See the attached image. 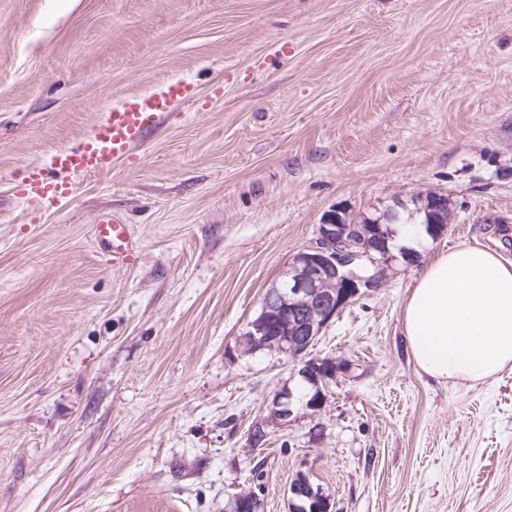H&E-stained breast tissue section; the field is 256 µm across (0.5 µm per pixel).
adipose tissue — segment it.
<instances>
[{
    "label": "adipose tissue",
    "mask_w": 512,
    "mask_h": 512,
    "mask_svg": "<svg viewBox=\"0 0 512 512\" xmlns=\"http://www.w3.org/2000/svg\"><path fill=\"white\" fill-rule=\"evenodd\" d=\"M403 333L436 381L475 386L512 371V261L468 243L441 253L411 289Z\"/></svg>",
    "instance_id": "adipose-tissue-1"
}]
</instances>
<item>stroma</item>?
Segmentation results:
<instances>
[{
    "label": "stroma",
    "mask_w": 512,
    "mask_h": 512,
    "mask_svg": "<svg viewBox=\"0 0 512 512\" xmlns=\"http://www.w3.org/2000/svg\"><path fill=\"white\" fill-rule=\"evenodd\" d=\"M179 109L67 201L25 172L172 79ZM454 220L311 350L320 409L242 336L325 213L418 191ZM139 244L112 264L93 226ZM461 242L512 259V0H0V512H229L305 472L334 512H512V373L422 375L410 289ZM265 440L252 447L250 433ZM294 395L291 389H282L275 393L272 400L275 421L288 422L294 418Z\"/></svg>",
    "instance_id": "1"
}]
</instances>
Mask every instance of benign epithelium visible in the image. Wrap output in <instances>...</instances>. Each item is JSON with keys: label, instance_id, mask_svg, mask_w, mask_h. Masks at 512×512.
<instances>
[{"label": "benign epithelium", "instance_id": "7a95c632", "mask_svg": "<svg viewBox=\"0 0 512 512\" xmlns=\"http://www.w3.org/2000/svg\"><path fill=\"white\" fill-rule=\"evenodd\" d=\"M413 198L430 222L432 238L447 231L452 211L441 204L449 200L448 194L428 190L413 194ZM392 221L391 210L361 220L341 210L327 212L315 238L292 257L282 281L265 293L260 311L244 333L247 347L268 348L290 358L299 376L322 388L325 375L315 361L309 360V347L346 307L387 280L389 265L395 261L388 251L376 264L373 275L363 277L356 267L370 256L376 241L393 236ZM272 408L274 420H292L293 391L276 392ZM289 493L294 507L307 501L313 512H331V499L315 490L308 479L292 482Z\"/></svg>", "mask_w": 512, "mask_h": 512}]
</instances>
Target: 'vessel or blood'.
Returning a JSON list of instances; mask_svg holds the SVG:
<instances>
[{"label": "vessel or blood", "instance_id": "obj_1", "mask_svg": "<svg viewBox=\"0 0 512 512\" xmlns=\"http://www.w3.org/2000/svg\"><path fill=\"white\" fill-rule=\"evenodd\" d=\"M192 98V86L182 80L127 97L106 113L91 135L55 151L50 171L27 172L18 185V195L33 208L68 200L76 192L77 177L109 171L116 162L127 158L134 144L143 141L167 115ZM95 237L107 245L113 262L134 260L131 230L120 218L102 217L95 226Z\"/></svg>", "mask_w": 512, "mask_h": 512}]
</instances>
